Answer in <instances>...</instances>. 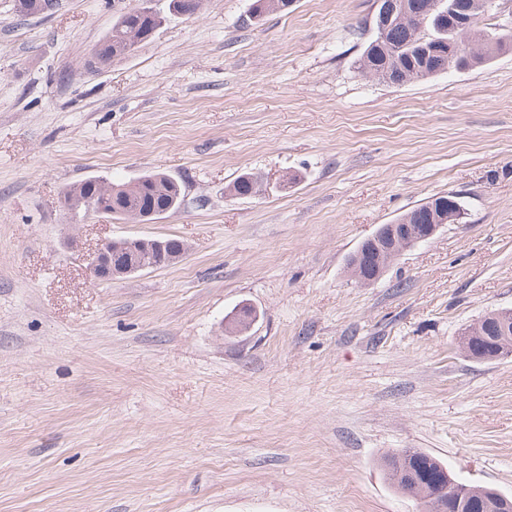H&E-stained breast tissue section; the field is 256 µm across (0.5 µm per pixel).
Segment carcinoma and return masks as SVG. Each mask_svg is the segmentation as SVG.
<instances>
[{"instance_id": "cac0c4a2", "label": "carcinoma", "mask_w": 512, "mask_h": 512, "mask_svg": "<svg viewBox=\"0 0 512 512\" xmlns=\"http://www.w3.org/2000/svg\"><path fill=\"white\" fill-rule=\"evenodd\" d=\"M54 0H28L18 16L28 18L52 10ZM202 8V0H169V11L191 17ZM161 24L159 15L135 3L124 8L112 23L111 31L95 47L91 60L101 69L130 54L135 47L153 37ZM436 47L427 58L418 55L420 34L409 24L392 21L386 41L367 42L355 60L357 71L387 85H402L426 80L449 72L472 70L490 64L498 56L512 50V28L485 25L436 28ZM260 175L239 176L229 187V195L247 197L260 191ZM65 205L87 210L86 201L98 203L94 213L111 215L114 220L128 219L143 211L155 215L177 210L183 202L180 183L162 174H146L133 181H113L92 177L67 188ZM386 479L395 491L425 503L448 504L443 490L448 486V466L439 458L414 448L386 454L381 459ZM487 487L469 485L459 488L470 512L486 510Z\"/></svg>"}]
</instances>
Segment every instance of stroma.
<instances>
[{
    "label": "stroma",
    "mask_w": 512,
    "mask_h": 512,
    "mask_svg": "<svg viewBox=\"0 0 512 512\" xmlns=\"http://www.w3.org/2000/svg\"><path fill=\"white\" fill-rule=\"evenodd\" d=\"M131 2L0 0V512H423L380 466L401 448L512 495V356L459 345L512 307V52L389 86L354 67L376 0H204L88 69ZM156 172L184 198L151 223L62 207ZM245 173L259 193L229 196ZM448 192L460 223L351 277ZM130 237L187 252L94 280ZM454 195H441L438 199L446 197V202L437 201L430 204L426 213L430 214L425 224H407L406 216L400 217L394 224H383L376 231L364 239L355 252L348 259V269L360 282L371 283L380 279L391 263L398 259L405 251L429 242L447 224H457L464 218V208L459 197ZM459 206L453 208V204ZM453 208V209H452ZM448 209H452L448 212ZM449 214V215H448ZM453 223H448V218ZM406 218V219H405Z\"/></svg>",
    "instance_id": "obj_1"
}]
</instances>
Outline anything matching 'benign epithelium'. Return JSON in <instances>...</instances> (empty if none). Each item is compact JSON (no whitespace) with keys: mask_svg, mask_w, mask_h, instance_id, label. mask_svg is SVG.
Segmentation results:
<instances>
[{"mask_svg":"<svg viewBox=\"0 0 512 512\" xmlns=\"http://www.w3.org/2000/svg\"><path fill=\"white\" fill-rule=\"evenodd\" d=\"M503 0H482L479 12L463 20L466 25H479L482 18L501 10ZM404 21L412 20L418 25L426 24L433 15L448 14L445 0H430L425 8L416 6L412 9L398 7L394 0H378V13L372 27V40L380 43L384 32L394 15ZM455 200L437 202L427 209L428 221L424 224H409L405 217H400L392 224H383L364 239L348 259V269L352 275L363 283L380 279L391 263L404 252L429 242L448 224V210L453 208ZM169 242L160 239L129 238L120 241L106 240L87 258L88 269L98 280L111 281L127 277L139 271L158 267L150 259L151 253H165ZM495 325L490 333L501 337L512 335V309H500L493 314ZM489 509L493 512H512V496L496 489L489 494Z\"/></svg>","mask_w":512,"mask_h":512,"instance_id":"benign-epithelium-1","label":"benign epithelium"}]
</instances>
